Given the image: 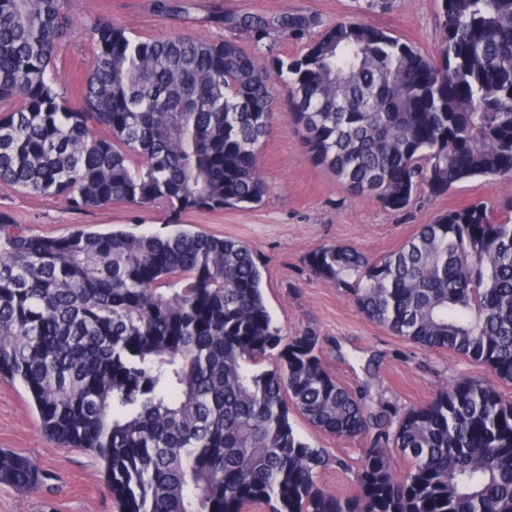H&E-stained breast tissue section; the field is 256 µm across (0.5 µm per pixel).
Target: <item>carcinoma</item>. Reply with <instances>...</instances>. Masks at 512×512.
<instances>
[{"label": "carcinoma", "instance_id": "1", "mask_svg": "<svg viewBox=\"0 0 512 512\" xmlns=\"http://www.w3.org/2000/svg\"><path fill=\"white\" fill-rule=\"evenodd\" d=\"M224 24L251 51L91 21L74 105L57 90L67 0H0V186L79 212L247 208L268 191L258 154L280 98L311 160L387 208L512 179V0H441L435 57L354 21L270 57V30L310 21ZM309 265L368 320L512 384V203L452 209L380 258L324 245ZM0 378L48 437L95 455L117 512H512V400L496 384L459 376L403 413L373 407L326 371L315 332L281 335L250 248L202 231L48 237L0 212ZM292 408L370 440L354 493L320 485L347 462L304 441ZM48 480L0 450V485Z\"/></svg>", "mask_w": 512, "mask_h": 512}]
</instances>
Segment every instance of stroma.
<instances>
[{"mask_svg":"<svg viewBox=\"0 0 512 512\" xmlns=\"http://www.w3.org/2000/svg\"><path fill=\"white\" fill-rule=\"evenodd\" d=\"M189 17L162 15L157 0H69L74 30L60 48L61 93L73 95L94 53L83 26L106 17L133 34L168 36L187 34L211 40L232 36L248 43L247 35L211 17L212 5L227 13H252L273 20L300 14L311 25L303 36L272 33L267 43L273 54H300L326 27L340 20H356L388 31L427 55L437 54L441 43L438 0H192ZM259 167L269 191L249 209L189 212L179 224L247 245L262 271L263 295L274 323L283 336L315 330L322 341L326 370L345 386L356 389L370 383L374 399L398 410L432 399L448 379L467 374L489 378L488 370L447 350H427L367 320L336 283L319 279L309 266L310 255L325 244L350 245L379 258L397 250L420 225L437 215L475 202L499 207L512 199V182L473 178L455 184L435 197L419 192L406 209L394 211L377 200L352 196L344 184L316 166L296 128L278 119L264 142ZM33 233L61 237L78 228L92 231L122 229L136 234L174 231L168 214L123 202L85 212H73L55 198H45L0 187V212ZM295 431L313 446L344 458L349 470L327 468L321 475L329 490H354L352 470L370 443L336 439L313 429L292 413ZM0 449L23 453L51 479L37 494L0 485V512H116L90 452L65 448L42 430L30 398L22 386L0 379Z\"/></svg>","mask_w":512,"mask_h":512,"instance_id":"obj_1","label":"stroma"}]
</instances>
